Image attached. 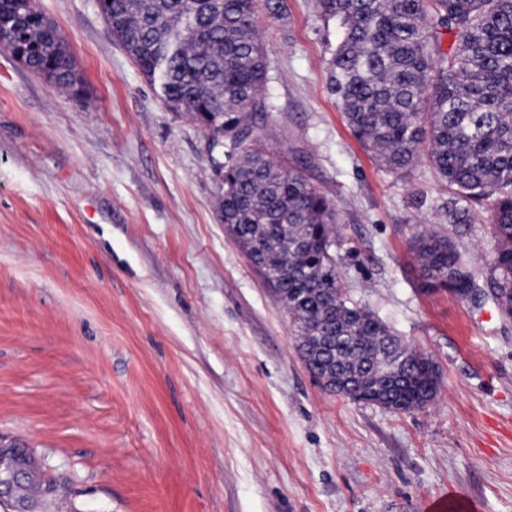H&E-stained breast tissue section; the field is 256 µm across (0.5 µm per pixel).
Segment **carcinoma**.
Segmentation results:
<instances>
[{"label":"carcinoma","mask_w":512,"mask_h":512,"mask_svg":"<svg viewBox=\"0 0 512 512\" xmlns=\"http://www.w3.org/2000/svg\"><path fill=\"white\" fill-rule=\"evenodd\" d=\"M277 16L284 0H99L112 36L164 105L207 132L211 176L224 224L254 269L288 295L283 304L299 338L330 312L336 335L327 359L358 373L386 372L381 352L394 331L344 293L338 265L318 259L337 245L335 199L317 188L303 161L277 163L264 131L274 105L255 3ZM335 24L330 88L355 138L389 170L424 159L448 184L444 206L459 234L489 202L493 258L477 271L449 236L421 233L410 244L425 292L472 288L512 319V0H318ZM0 33L30 31L28 68L68 90L81 77L63 39L43 14L0 0ZM405 404L421 402L425 380L399 385ZM36 472L22 490L37 500Z\"/></svg>","instance_id":"1"}]
</instances>
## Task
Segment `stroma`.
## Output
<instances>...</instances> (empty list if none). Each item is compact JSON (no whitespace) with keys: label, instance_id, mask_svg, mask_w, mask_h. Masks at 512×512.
<instances>
[{"label":"stroma","instance_id":"35a3bbf8","mask_svg":"<svg viewBox=\"0 0 512 512\" xmlns=\"http://www.w3.org/2000/svg\"><path fill=\"white\" fill-rule=\"evenodd\" d=\"M258 9L268 154L309 157L341 203L343 287L438 366L408 414L324 390L217 211L207 139L166 108L98 0H36L85 85L0 47V440L66 498L42 512H512V320L419 290L420 233L451 234L426 161L380 167L329 88L317 0Z\"/></svg>","mask_w":512,"mask_h":512}]
</instances>
